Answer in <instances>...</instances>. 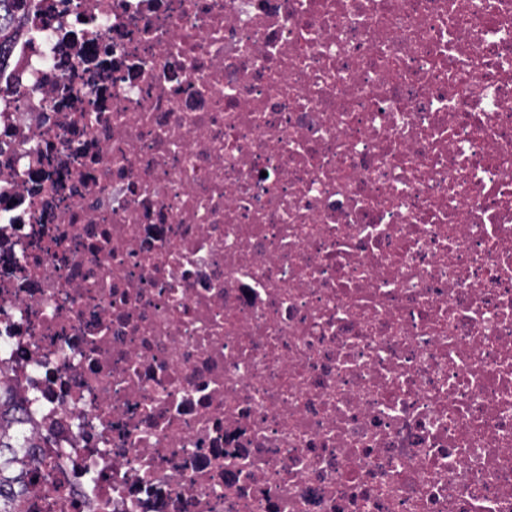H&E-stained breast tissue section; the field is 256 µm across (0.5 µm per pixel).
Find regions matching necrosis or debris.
I'll list each match as a JSON object with an SVG mask.
<instances>
[{
    "label": "necrosis or debris",
    "mask_w": 512,
    "mask_h": 512,
    "mask_svg": "<svg viewBox=\"0 0 512 512\" xmlns=\"http://www.w3.org/2000/svg\"><path fill=\"white\" fill-rule=\"evenodd\" d=\"M0 60L23 512H512V0H28Z\"/></svg>",
    "instance_id": "4bbe7bcc"
}]
</instances>
